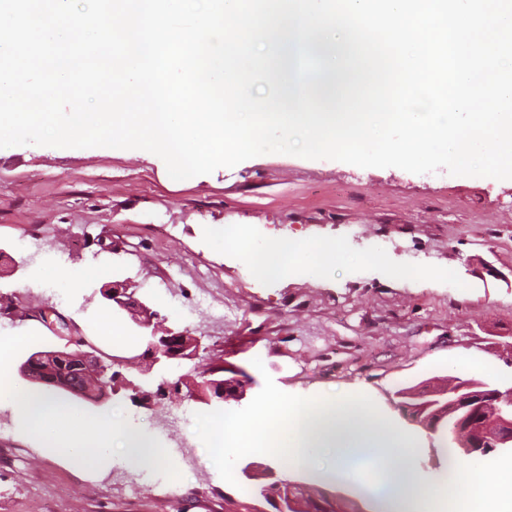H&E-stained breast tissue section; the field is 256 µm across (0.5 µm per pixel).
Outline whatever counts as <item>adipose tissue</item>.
I'll list each match as a JSON object with an SVG mask.
<instances>
[{"label":"adipose tissue","instance_id":"obj_1","mask_svg":"<svg viewBox=\"0 0 512 512\" xmlns=\"http://www.w3.org/2000/svg\"><path fill=\"white\" fill-rule=\"evenodd\" d=\"M212 242L233 249L257 277L285 279L300 273L322 274L342 256L331 243L278 241L261 243L241 228L219 226ZM36 280L60 290H74L92 280H107L105 264L65 267L40 264ZM30 336L0 331V404L11 408L16 427L41 446L72 457L111 465L113 459L132 462L143 447L153 453L152 466H160L165 453L152 436L133 420L89 416L69 401L49 396L34 400L14 377V354L29 345ZM198 423L207 457L223 465L227 449L263 457L287 451L286 472L308 465L315 448L336 452V482L354 481L360 494L377 512H512V458L495 461V478L484 465L455 469L450 477L426 475L417 465L421 439L383 417L371 395L358 389L334 398L309 396L283 401L269 395L258 401L244 418L227 421L202 417ZM121 439V456H113L114 439ZM426 488L427 498L406 497L407 489Z\"/></svg>","mask_w":512,"mask_h":512}]
</instances>
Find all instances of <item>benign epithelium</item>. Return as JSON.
I'll return each instance as SVG.
<instances>
[{
  "label": "benign epithelium",
  "mask_w": 512,
  "mask_h": 512,
  "mask_svg": "<svg viewBox=\"0 0 512 512\" xmlns=\"http://www.w3.org/2000/svg\"><path fill=\"white\" fill-rule=\"evenodd\" d=\"M102 292L104 297L112 302V308L127 313L139 327L151 329L150 335L147 336V347L140 355L112 356V366L116 367V370L112 371L110 383L104 380L109 372V366L91 353L77 349V359L94 365V385L82 391L76 389L74 394L80 399L97 404L107 399L109 392L116 393L121 387L132 390L133 398L143 403L162 401L178 394L180 387L177 382H165L162 384L161 391L147 393L144 386L126 381L123 370L139 360L142 362L141 374L146 376L154 368L174 360L195 359L201 349L200 338L176 328L167 327L160 331L151 328L155 312L134 297V293L129 291L128 283L125 281H114L102 289ZM224 373L226 376L215 383L217 396H211L206 391L205 384L202 383L190 391L191 399L206 404L214 402L216 397L222 402L241 400L245 395V384L240 379L239 372L234 368L226 367ZM485 397L492 402L504 397L510 400L512 392L504 395L498 390L483 388V383L479 381L459 378L452 381L448 387L428 394L420 390L405 392L407 401L402 403V408L411 421L429 432L440 422L447 408H452L459 412V418L448 431V438L466 454L486 455L498 448L512 447V411H500L487 421L475 419L471 415L470 404ZM267 478L274 480V483L263 491V495L278 506L281 512H298L299 499L292 495L295 484L276 480V473L271 469L267 471Z\"/></svg>",
  "instance_id": "obj_1"
}]
</instances>
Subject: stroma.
<instances>
[{
	"label": "stroma",
	"instance_id": "stroma-1",
	"mask_svg": "<svg viewBox=\"0 0 512 512\" xmlns=\"http://www.w3.org/2000/svg\"><path fill=\"white\" fill-rule=\"evenodd\" d=\"M216 225L239 226L261 242L338 243L354 259L316 278L259 279L233 250L213 245L205 229ZM101 238L115 252L100 250ZM47 254L68 267L111 264L114 279L127 281L161 324L200 337L196 359L154 371L151 383L195 379L213 364L246 375L238 403L147 406L126 391L100 405L83 402L88 414L127 416L158 436L174 466L179 448L204 456L183 416L242 418L271 393L295 400L360 388L401 421L397 390L445 385L450 356L488 363L480 377L493 387L512 382V355L501 347L512 340L511 180L275 153L176 181L151 154L0 148V301L15 313L0 317V330L35 338L16 361L65 348L55 326L30 316L48 307L66 318L70 335L112 354L92 323L106 306L101 283L65 297L36 285L31 271ZM408 268L439 277H395ZM230 460L225 474L207 468L177 484L139 465L103 469L34 445L0 405V512H235L262 505L265 469L283 473L288 458ZM253 461L258 467L245 477L241 469ZM332 465L330 452L317 451L312 467L291 479L370 512L353 486L323 483Z\"/></svg>",
	"mask_w": 512,
	"mask_h": 512
}]
</instances>
